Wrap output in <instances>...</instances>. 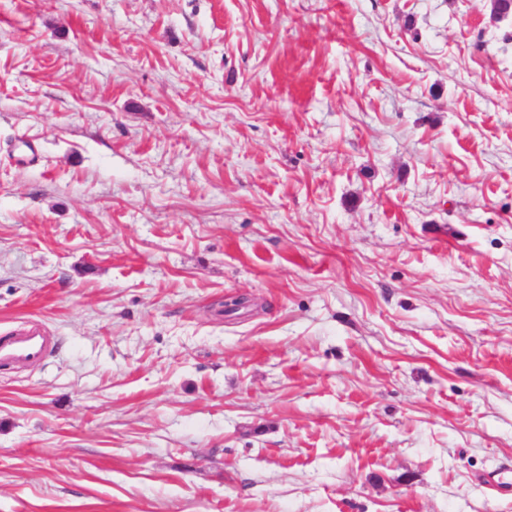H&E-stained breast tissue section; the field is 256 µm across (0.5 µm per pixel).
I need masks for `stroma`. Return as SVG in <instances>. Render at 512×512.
<instances>
[{"mask_svg":"<svg viewBox=\"0 0 512 512\" xmlns=\"http://www.w3.org/2000/svg\"><path fill=\"white\" fill-rule=\"evenodd\" d=\"M0 512H512V14L0 0ZM52 343V336L38 328L0 336V367L34 366L45 357Z\"/></svg>","mask_w":512,"mask_h":512,"instance_id":"stroma-1","label":"stroma"}]
</instances>
